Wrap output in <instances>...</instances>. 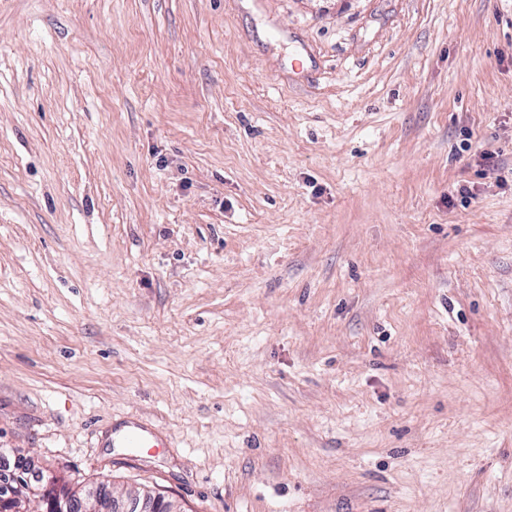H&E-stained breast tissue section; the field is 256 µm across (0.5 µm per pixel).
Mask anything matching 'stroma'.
<instances>
[{"instance_id": "1", "label": "stroma", "mask_w": 512, "mask_h": 512, "mask_svg": "<svg viewBox=\"0 0 512 512\" xmlns=\"http://www.w3.org/2000/svg\"><path fill=\"white\" fill-rule=\"evenodd\" d=\"M0 448L512 512V0H0ZM111 444L114 448H151L157 445L148 429L130 423L120 425L114 433L112 429Z\"/></svg>"}]
</instances>
